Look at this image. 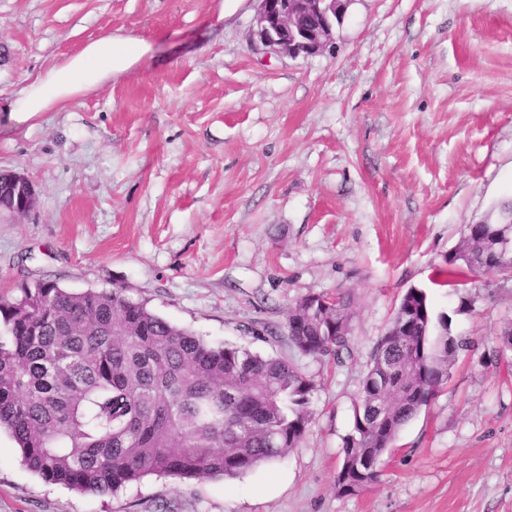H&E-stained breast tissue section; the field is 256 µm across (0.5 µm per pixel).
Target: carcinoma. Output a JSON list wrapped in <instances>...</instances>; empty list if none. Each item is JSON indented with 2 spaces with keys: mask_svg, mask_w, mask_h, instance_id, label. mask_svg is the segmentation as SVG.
<instances>
[{
  "mask_svg": "<svg viewBox=\"0 0 512 512\" xmlns=\"http://www.w3.org/2000/svg\"><path fill=\"white\" fill-rule=\"evenodd\" d=\"M512 228L469 224L454 264L512 276ZM351 298L296 303L285 327L302 355L341 356L336 317ZM0 427L46 482L110 496L157 475L235 479L298 447L314 419L315 380L285 359L214 347L114 288L72 292L56 280L24 284L0 303ZM468 343L433 319L425 292L406 291L376 343L343 441L338 492L377 481L401 428L428 405Z\"/></svg>",
  "mask_w": 512,
  "mask_h": 512,
  "instance_id": "obj_1",
  "label": "carcinoma"
}]
</instances>
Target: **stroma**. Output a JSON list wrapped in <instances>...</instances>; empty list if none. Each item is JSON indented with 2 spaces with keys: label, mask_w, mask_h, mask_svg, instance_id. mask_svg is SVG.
Wrapping results in <instances>:
<instances>
[{
  "label": "stroma",
  "mask_w": 512,
  "mask_h": 512,
  "mask_svg": "<svg viewBox=\"0 0 512 512\" xmlns=\"http://www.w3.org/2000/svg\"><path fill=\"white\" fill-rule=\"evenodd\" d=\"M255 0H0V300L22 283L124 289L213 345L314 377L286 458L236 479L149 476L111 496L50 484L0 428V512H512V280L439 286L467 225L512 199V0H348L310 56L259 50ZM131 70L17 126L9 99L105 34ZM468 339L376 483L336 491L373 348L408 288ZM351 296L340 359L285 328L308 293ZM11 185L18 199V207L11 214H27L34 208L36 203V194L32 184L24 176L12 173Z\"/></svg>",
  "instance_id": "35a3bbf8"
}]
</instances>
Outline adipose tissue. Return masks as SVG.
Instances as JSON below:
<instances>
[{
    "mask_svg": "<svg viewBox=\"0 0 512 512\" xmlns=\"http://www.w3.org/2000/svg\"><path fill=\"white\" fill-rule=\"evenodd\" d=\"M151 49L147 40L134 34L103 35L17 92L9 102V116L22 125L40 113L63 108L74 97L133 68Z\"/></svg>",
    "mask_w": 512,
    "mask_h": 512,
    "instance_id": "ef3b65f1",
    "label": "adipose tissue"
}]
</instances>
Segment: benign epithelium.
<instances>
[{
    "label": "benign epithelium",
    "mask_w": 512,
    "mask_h": 512,
    "mask_svg": "<svg viewBox=\"0 0 512 512\" xmlns=\"http://www.w3.org/2000/svg\"><path fill=\"white\" fill-rule=\"evenodd\" d=\"M254 43L268 53L297 57L313 55L332 44L336 16L345 0H257ZM11 185L18 199L16 215L30 212L36 194L30 181L12 174Z\"/></svg>",
    "instance_id": "benign-epithelium-1"
}]
</instances>
